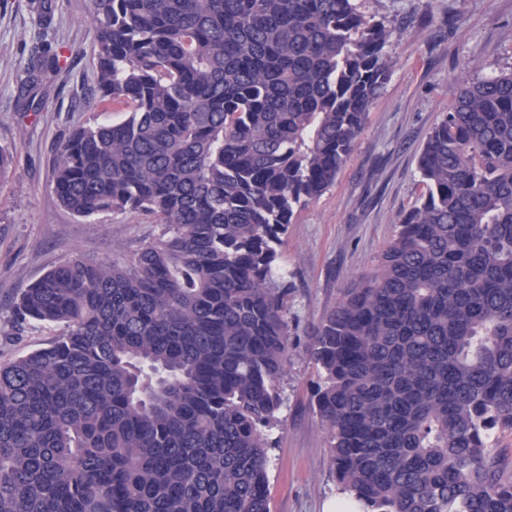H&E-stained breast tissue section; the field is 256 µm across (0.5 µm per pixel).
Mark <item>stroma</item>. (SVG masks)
<instances>
[{
    "instance_id": "stroma-1",
    "label": "stroma",
    "mask_w": 512,
    "mask_h": 512,
    "mask_svg": "<svg viewBox=\"0 0 512 512\" xmlns=\"http://www.w3.org/2000/svg\"><path fill=\"white\" fill-rule=\"evenodd\" d=\"M391 31L388 79L335 183L298 210L280 248L288 273V364L269 430L271 512H323L339 497L326 432L311 407L317 380L309 335L344 288L370 273L419 190L418 154L462 83L512 69V0H356ZM89 0H0V365L63 336L65 326L16 327L13 302L59 263L125 264L161 233L130 211L79 217L53 192L58 145L70 132L119 123L121 107L93 97ZM42 48L60 71L38 89L29 65Z\"/></svg>"
}]
</instances>
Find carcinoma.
<instances>
[{"mask_svg": "<svg viewBox=\"0 0 512 512\" xmlns=\"http://www.w3.org/2000/svg\"><path fill=\"white\" fill-rule=\"evenodd\" d=\"M101 101L54 168L80 217L142 211L129 263L15 299L66 335L0 366V512H270L296 210L332 185L388 76L355 0H90ZM30 86L58 72L44 50ZM422 192L314 328L313 408L362 512H512V70L432 129ZM493 443V451L503 459L505 467L503 478L512 480V431H497Z\"/></svg>", "mask_w": 512, "mask_h": 512, "instance_id": "obj_1", "label": "carcinoma"}]
</instances>
